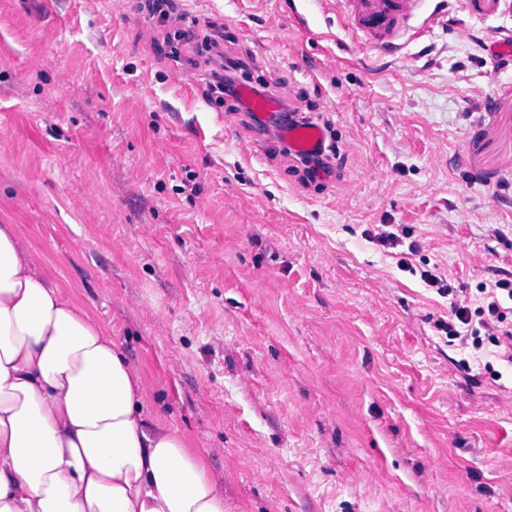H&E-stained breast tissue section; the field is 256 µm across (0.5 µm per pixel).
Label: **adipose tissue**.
I'll use <instances>...</instances> for the list:
<instances>
[{
	"label": "adipose tissue",
	"mask_w": 512,
	"mask_h": 512,
	"mask_svg": "<svg viewBox=\"0 0 512 512\" xmlns=\"http://www.w3.org/2000/svg\"><path fill=\"white\" fill-rule=\"evenodd\" d=\"M0 512H227L109 329L0 225Z\"/></svg>",
	"instance_id": "adipose-tissue-1"
}]
</instances>
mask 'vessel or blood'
Masks as SVG:
<instances>
[{
    "label": "vessel or blood",
    "instance_id": "1",
    "mask_svg": "<svg viewBox=\"0 0 512 512\" xmlns=\"http://www.w3.org/2000/svg\"><path fill=\"white\" fill-rule=\"evenodd\" d=\"M422 0H325L328 10L343 16L359 32L362 42L387 50L412 29ZM238 96L242 115L253 126L257 138L269 148H285L294 160L325 155L328 131L319 122L299 118L285 121L283 109L290 99L287 89L256 92L253 86L240 85Z\"/></svg>",
    "mask_w": 512,
    "mask_h": 512
}]
</instances>
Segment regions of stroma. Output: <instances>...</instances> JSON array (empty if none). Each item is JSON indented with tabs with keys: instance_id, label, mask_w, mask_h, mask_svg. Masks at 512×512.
<instances>
[{
	"instance_id": "obj_1",
	"label": "stroma",
	"mask_w": 512,
	"mask_h": 512,
	"mask_svg": "<svg viewBox=\"0 0 512 512\" xmlns=\"http://www.w3.org/2000/svg\"><path fill=\"white\" fill-rule=\"evenodd\" d=\"M78 2L0 0V224L223 470L228 512H512V371L462 368L419 277H512V59L487 51L512 13L423 0L431 26L380 51L320 0H175L328 128L305 183L206 100L196 44L174 63L140 0Z\"/></svg>"
}]
</instances>
